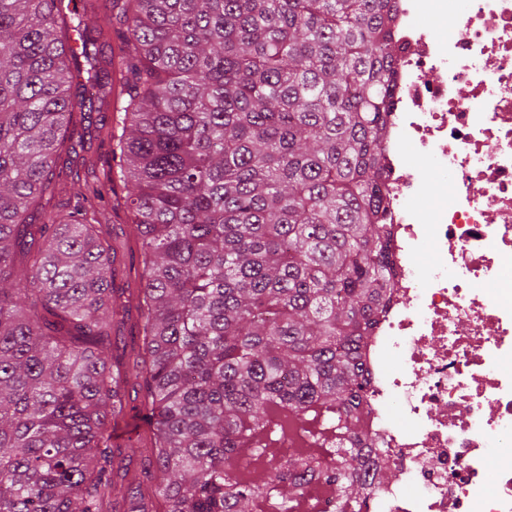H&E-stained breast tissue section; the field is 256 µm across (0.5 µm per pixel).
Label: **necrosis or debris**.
Wrapping results in <instances>:
<instances>
[{"label": "necrosis or debris", "mask_w": 512, "mask_h": 512, "mask_svg": "<svg viewBox=\"0 0 512 512\" xmlns=\"http://www.w3.org/2000/svg\"><path fill=\"white\" fill-rule=\"evenodd\" d=\"M391 32L397 286L362 349L389 478L368 512H512V0H395Z\"/></svg>", "instance_id": "4bbe7bcc"}]
</instances>
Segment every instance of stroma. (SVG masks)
Returning a JSON list of instances; mask_svg holds the SVG:
<instances>
[{
  "label": "stroma",
  "instance_id": "1",
  "mask_svg": "<svg viewBox=\"0 0 512 512\" xmlns=\"http://www.w3.org/2000/svg\"><path fill=\"white\" fill-rule=\"evenodd\" d=\"M121 113L107 111L101 101H94L90 108L77 114V131L82 137L83 147L78 152L62 154L58 167L65 183L63 191L56 197L57 210H64L68 200L74 199L85 184L98 182L112 187L107 201L108 222L103 230L112 247V295L118 303L105 351L111 361L127 362L129 352L139 328L136 310L124 309V291L138 287L143 273L141 245L131 234V215L119 204L126 194L123 181L114 178L111 172L113 141L111 132L121 125ZM123 412L113 422L108 442L112 450H120L126 441L148 446L153 426L149 421L146 402L147 386L144 379L127 377L120 385Z\"/></svg>",
  "mask_w": 512,
  "mask_h": 512
}]
</instances>
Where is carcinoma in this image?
Returning <instances> with one entry per match:
<instances>
[{"mask_svg": "<svg viewBox=\"0 0 512 512\" xmlns=\"http://www.w3.org/2000/svg\"><path fill=\"white\" fill-rule=\"evenodd\" d=\"M391 2L108 0L89 26L62 0H0V512H109L114 472L143 454L158 477L127 512H154L147 494L160 512H291L313 481L366 512L387 478L362 347L395 283ZM114 36L117 74L110 55L92 65ZM95 96L125 113L112 155L144 256L134 361L154 441L116 455L108 188L47 210ZM290 416L340 447L243 477L241 449L284 443Z\"/></svg>", "mask_w": 512, "mask_h": 512, "instance_id": "obj_1", "label": "carcinoma"}]
</instances>
